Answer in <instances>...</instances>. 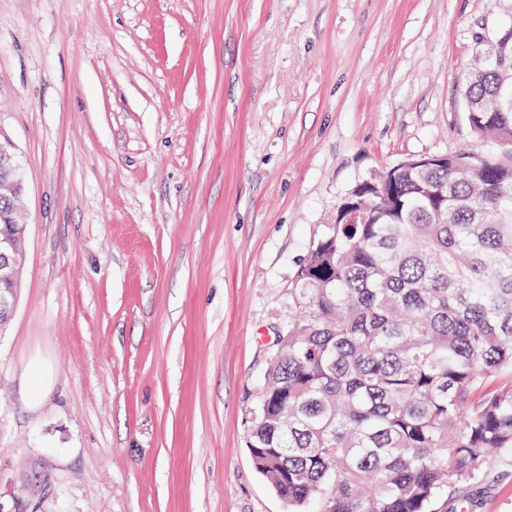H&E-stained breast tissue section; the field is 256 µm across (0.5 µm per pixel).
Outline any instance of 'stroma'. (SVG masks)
I'll return each mask as SVG.
<instances>
[{"label":"stroma","mask_w":512,"mask_h":512,"mask_svg":"<svg viewBox=\"0 0 512 512\" xmlns=\"http://www.w3.org/2000/svg\"><path fill=\"white\" fill-rule=\"evenodd\" d=\"M511 21L512 0H0L27 225L0 492L34 465L37 512H288L246 441L295 272L370 174L502 156L461 77ZM447 512H512V455Z\"/></svg>","instance_id":"obj_1"}]
</instances>
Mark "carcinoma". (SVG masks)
Segmentation results:
<instances>
[{
  "instance_id": "1",
  "label": "carcinoma",
  "mask_w": 512,
  "mask_h": 512,
  "mask_svg": "<svg viewBox=\"0 0 512 512\" xmlns=\"http://www.w3.org/2000/svg\"><path fill=\"white\" fill-rule=\"evenodd\" d=\"M473 131L429 181L363 197L296 272L247 436L290 512H447L512 451V70L463 75Z\"/></svg>"
}]
</instances>
